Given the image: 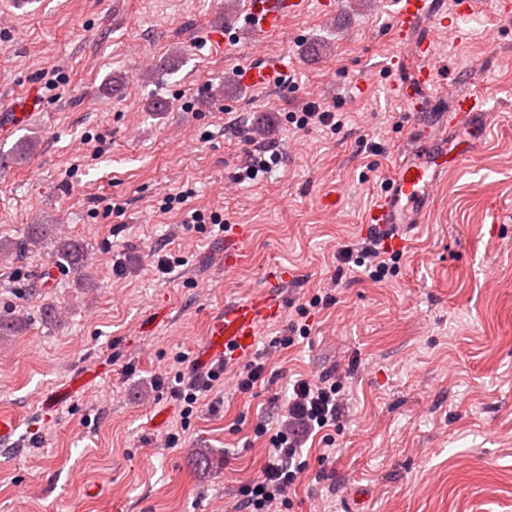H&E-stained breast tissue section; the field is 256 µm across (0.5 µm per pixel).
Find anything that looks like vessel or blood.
Here are the masks:
<instances>
[{"label":"vessel or blood","instance_id":"b4317fda","mask_svg":"<svg viewBox=\"0 0 512 512\" xmlns=\"http://www.w3.org/2000/svg\"><path fill=\"white\" fill-rule=\"evenodd\" d=\"M396 29L420 59L421 66L407 80L394 84L393 94L415 115L417 132L401 146L400 158L385 188L364 218L370 235L393 249L407 244L406 230L421 223L434 189L449 172L471 158L482 146L488 128L485 99L479 93H462L451 104L424 98L433 84L429 61L437 33L458 35L456 21L470 10L471 0H397ZM311 0H247L246 32L258 41L282 30L286 20L308 12ZM280 62L243 69L240 81L253 88L270 84ZM280 304L270 294H257L225 304L207 330L203 362L226 356L248 355L262 323L275 319Z\"/></svg>","mask_w":512,"mask_h":512}]
</instances>
